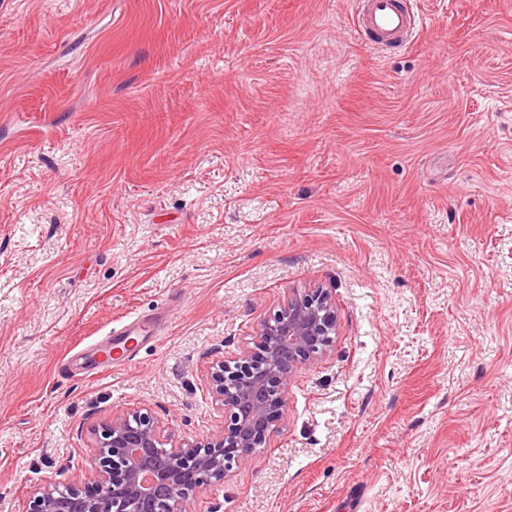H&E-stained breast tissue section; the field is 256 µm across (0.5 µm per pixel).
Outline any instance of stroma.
I'll list each match as a JSON object with an SVG mask.
<instances>
[{"label": "stroma", "mask_w": 512, "mask_h": 512, "mask_svg": "<svg viewBox=\"0 0 512 512\" xmlns=\"http://www.w3.org/2000/svg\"><path fill=\"white\" fill-rule=\"evenodd\" d=\"M417 4L385 53L355 0H0V512L96 420L219 429L212 361L316 287L326 356L197 512H512V0ZM132 324L133 323H129L119 329L114 328L112 330L111 328L107 336H112L113 334L114 337L112 336L106 343L96 348L89 358L95 354H102L105 355L108 360H112V363L131 359L134 353L131 349L126 347V343L131 339L130 336H138L136 328L132 330L126 329ZM119 353L120 355L116 356ZM112 363H110L105 370L112 368Z\"/></svg>", "instance_id": "35a3bbf8"}]
</instances>
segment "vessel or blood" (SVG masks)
Instances as JSON below:
<instances>
[{
    "mask_svg": "<svg viewBox=\"0 0 512 512\" xmlns=\"http://www.w3.org/2000/svg\"><path fill=\"white\" fill-rule=\"evenodd\" d=\"M355 30L358 36L383 51H394L409 44L421 26L415 0H357ZM130 330L119 328L98 348L107 359H129L133 352L127 342Z\"/></svg>",
    "mask_w": 512,
    "mask_h": 512,
    "instance_id": "obj_1",
    "label": "vessel or blood"
}]
</instances>
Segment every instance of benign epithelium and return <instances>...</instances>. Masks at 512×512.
<instances>
[{"label": "benign epithelium", "mask_w": 512, "mask_h": 512, "mask_svg": "<svg viewBox=\"0 0 512 512\" xmlns=\"http://www.w3.org/2000/svg\"><path fill=\"white\" fill-rule=\"evenodd\" d=\"M336 335V304L315 288L288 301L256 331L253 346L214 361L208 384L224 405V427L166 447L142 408L90 427L88 470L63 482L49 478L30 495L29 512H193L201 487L220 483L264 448L288 409V383L326 354Z\"/></svg>", "instance_id": "obj_1"}]
</instances>
